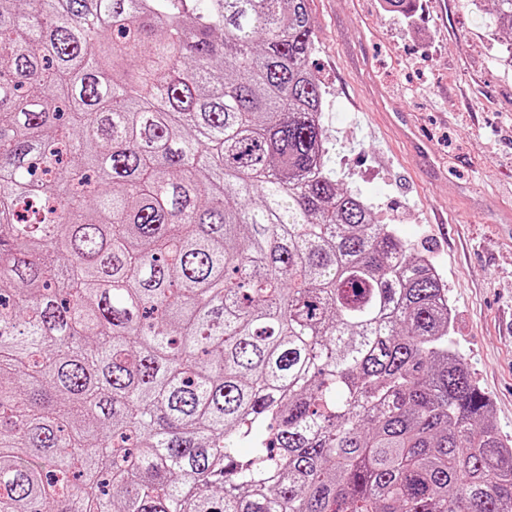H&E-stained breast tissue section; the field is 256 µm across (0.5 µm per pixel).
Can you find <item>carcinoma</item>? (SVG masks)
Returning a JSON list of instances; mask_svg holds the SVG:
<instances>
[{
    "label": "carcinoma",
    "instance_id": "carcinoma-1",
    "mask_svg": "<svg viewBox=\"0 0 512 512\" xmlns=\"http://www.w3.org/2000/svg\"><path fill=\"white\" fill-rule=\"evenodd\" d=\"M314 46L308 0H0V512H512Z\"/></svg>",
    "mask_w": 512,
    "mask_h": 512
}]
</instances>
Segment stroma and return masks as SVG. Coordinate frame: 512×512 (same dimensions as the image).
Masks as SVG:
<instances>
[{
	"instance_id": "stroma-1",
	"label": "stroma",
	"mask_w": 512,
	"mask_h": 512,
	"mask_svg": "<svg viewBox=\"0 0 512 512\" xmlns=\"http://www.w3.org/2000/svg\"><path fill=\"white\" fill-rule=\"evenodd\" d=\"M311 67L345 184L427 254L451 339L512 437V40L463 0H310Z\"/></svg>"
}]
</instances>
